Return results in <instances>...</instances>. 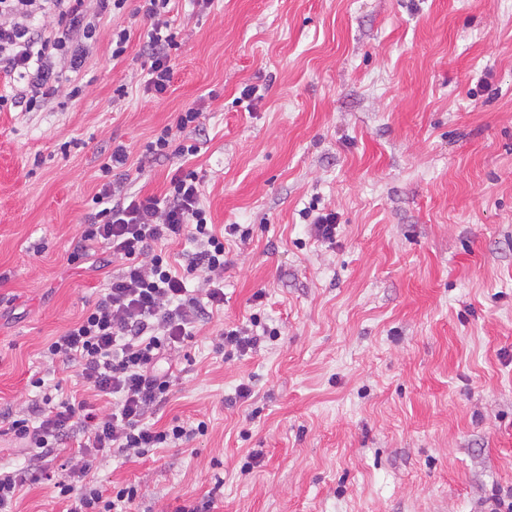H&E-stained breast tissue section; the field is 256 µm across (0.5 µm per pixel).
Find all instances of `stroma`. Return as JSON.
I'll return each instance as SVG.
<instances>
[{"label":"stroma","instance_id":"obj_1","mask_svg":"<svg viewBox=\"0 0 512 512\" xmlns=\"http://www.w3.org/2000/svg\"><path fill=\"white\" fill-rule=\"evenodd\" d=\"M136 5L85 0L79 98L0 112V412L73 388L44 350L112 276L67 262L100 154L123 141L132 191L162 194L169 165L142 146L195 103L189 165L241 237L157 420L208 431L97 459L94 480L138 485L127 512L207 496L212 512H487L512 492V0H180L159 100ZM316 211L335 213L333 241L311 237ZM254 315L277 341L215 351Z\"/></svg>","mask_w":512,"mask_h":512}]
</instances>
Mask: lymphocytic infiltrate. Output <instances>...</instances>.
I'll list each match as a JSON object with an SVG mask.
<instances>
[{"label": "lymphocytic infiltrate", "mask_w": 512, "mask_h": 512, "mask_svg": "<svg viewBox=\"0 0 512 512\" xmlns=\"http://www.w3.org/2000/svg\"><path fill=\"white\" fill-rule=\"evenodd\" d=\"M176 2L141 0L136 9L152 22L140 49L150 59L145 90L156 99L168 93L173 79L172 52L179 42L165 16ZM40 14L54 16L50 34L34 26ZM95 38L96 26L87 17L84 0H0V75L8 81L0 90V111L42 109L63 83L52 59H67L71 69H80L83 44ZM201 115L196 106L179 111L174 125L164 126L145 144L143 159L197 154L191 133L198 130ZM128 160L122 143L102 159L101 187L67 257L71 264H93L103 250L121 262L122 269L112 275L97 302L46 348L50 361L74 366L82 382L111 400L112 407L100 412L86 400H56L47 394L37 409V421L23 416L10 420L7 432L28 463L0 470V512H12L25 486L46 480L43 461L68 443L76 444L78 452L61 464L54 483L67 503L66 512H125L138 495L137 487L104 492L88 478L93 455L116 452L142 458L207 430L203 421L193 428L176 420L158 427L151 418L168 401L173 369L184 347L224 305V238L236 235L238 227L228 224L223 233H216L201 201V180L191 169L176 168L162 195L128 192ZM179 240L190 248L178 268L165 246ZM278 335L276 329L261 327L254 316L249 324L225 328L216 349L244 355Z\"/></svg>", "instance_id": "obj_1"}]
</instances>
